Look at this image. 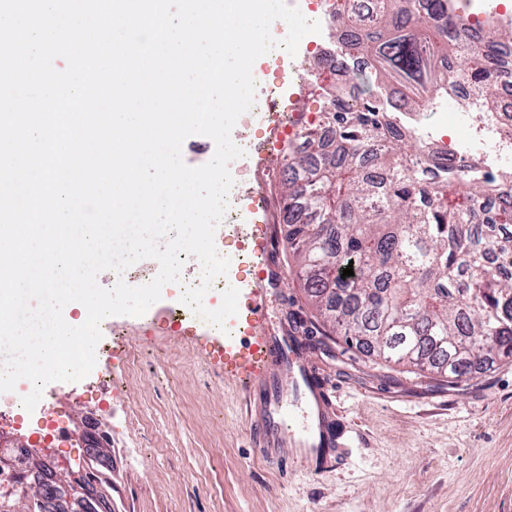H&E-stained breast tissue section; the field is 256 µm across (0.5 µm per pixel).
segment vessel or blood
Segmentation results:
<instances>
[{
    "label": "vessel or blood",
    "mask_w": 512,
    "mask_h": 512,
    "mask_svg": "<svg viewBox=\"0 0 512 512\" xmlns=\"http://www.w3.org/2000/svg\"><path fill=\"white\" fill-rule=\"evenodd\" d=\"M254 287L239 305L251 330L225 340L218 354L224 374L240 378L250 406L249 437L266 460L280 469L325 474L338 438L326 386L315 384L310 363L292 348V337L271 324V304L282 275L258 248Z\"/></svg>",
    "instance_id": "b4317fda"
}]
</instances>
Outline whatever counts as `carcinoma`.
I'll return each instance as SVG.
<instances>
[{
	"mask_svg": "<svg viewBox=\"0 0 512 512\" xmlns=\"http://www.w3.org/2000/svg\"><path fill=\"white\" fill-rule=\"evenodd\" d=\"M453 0H342L339 40L367 68L339 64L318 127L288 147L283 221L329 334L459 387L487 357L512 361V172L500 203L468 164L423 154L395 111L450 97L498 110L512 80V27L456 24ZM353 265L354 275L341 278Z\"/></svg>",
	"mask_w": 512,
	"mask_h": 512,
	"instance_id": "1",
	"label": "carcinoma"
}]
</instances>
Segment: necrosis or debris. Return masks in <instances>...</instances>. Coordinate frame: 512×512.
<instances>
[{"instance_id": "4bbe7bcc", "label": "necrosis or debris", "mask_w": 512, "mask_h": 512, "mask_svg": "<svg viewBox=\"0 0 512 512\" xmlns=\"http://www.w3.org/2000/svg\"><path fill=\"white\" fill-rule=\"evenodd\" d=\"M502 105L498 112H472L468 115L465 135L451 133L447 119L424 131L426 142L455 160L478 165L486 183L496 186L504 168L512 166V84L497 85ZM266 128L278 132L281 140L297 135L298 116L290 104L274 107L271 98L256 101L253 108L236 122L235 144L245 153L259 147L255 132ZM32 390L29 380H19L14 390L0 392V425L34 437L39 448H65L71 445L73 433L64 411L55 409L52 388H45L34 411H26L21 399Z\"/></svg>"}]
</instances>
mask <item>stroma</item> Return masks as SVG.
<instances>
[{
  "mask_svg": "<svg viewBox=\"0 0 512 512\" xmlns=\"http://www.w3.org/2000/svg\"><path fill=\"white\" fill-rule=\"evenodd\" d=\"M303 127L320 119L322 83L304 55L290 58ZM284 148L238 158L248 186L263 185L286 269L275 325L321 327L297 274L282 220ZM117 388L103 420L112 431V512H512V362L474 371L458 388L377 360L330 337L308 354L327 386L341 460L315 477L257 455L247 399L192 324L173 330L161 304L117 315Z\"/></svg>",
  "mask_w": 512,
  "mask_h": 512,
  "instance_id": "35a3bbf8",
  "label": "stroma"
}]
</instances>
